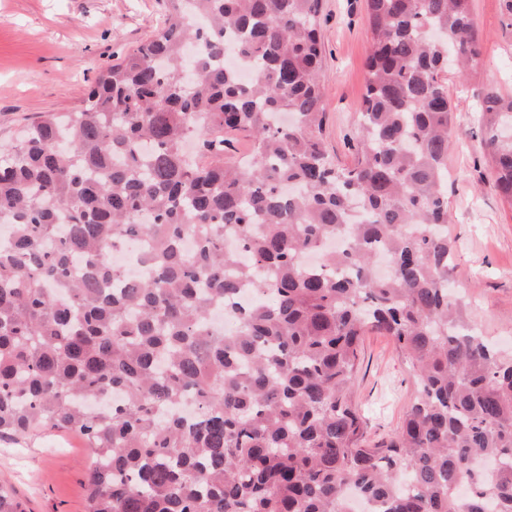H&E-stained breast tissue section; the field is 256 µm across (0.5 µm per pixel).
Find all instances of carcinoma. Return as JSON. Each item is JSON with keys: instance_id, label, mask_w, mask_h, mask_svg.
Returning <instances> with one entry per match:
<instances>
[{"instance_id": "obj_1", "label": "carcinoma", "mask_w": 512, "mask_h": 512, "mask_svg": "<svg viewBox=\"0 0 512 512\" xmlns=\"http://www.w3.org/2000/svg\"><path fill=\"white\" fill-rule=\"evenodd\" d=\"M366 7L351 167L322 138V0H170L81 109L0 154V438L80 435L86 512H346L347 487L370 512H512V352L450 283L446 81L480 61L471 0ZM481 120L512 203V97L487 90ZM228 131L249 157L224 162ZM133 241L144 278L111 261ZM368 332L417 386L380 442L354 400ZM0 512L28 510L0 485Z\"/></svg>"}]
</instances>
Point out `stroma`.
Returning a JSON list of instances; mask_svg holds the SVG:
<instances>
[{
    "label": "stroma",
    "instance_id": "stroma-1",
    "mask_svg": "<svg viewBox=\"0 0 512 512\" xmlns=\"http://www.w3.org/2000/svg\"><path fill=\"white\" fill-rule=\"evenodd\" d=\"M471 10L480 62L465 77L452 72L447 80L452 281L468 304V321L505 349L512 345V203L494 188L479 106L487 89L512 95V16L505 0H471ZM167 11V0H0V148L15 146L30 122L80 108L99 73L145 43ZM319 31L323 139L337 165L347 167L357 156V111L372 45L365 0H323ZM415 394L394 340L365 336L355 400L368 437L393 435ZM86 456L80 438L50 428L17 443L1 439L0 485L29 512H85Z\"/></svg>",
    "mask_w": 512,
    "mask_h": 512
}]
</instances>
